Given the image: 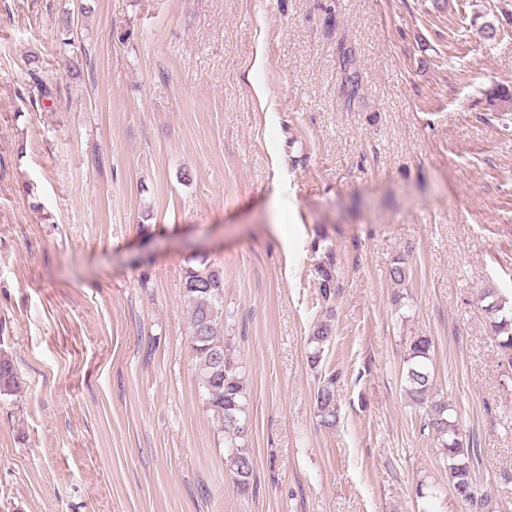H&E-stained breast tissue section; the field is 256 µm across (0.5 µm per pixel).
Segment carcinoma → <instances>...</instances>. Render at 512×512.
Segmentation results:
<instances>
[{
  "label": "carcinoma",
  "instance_id": "carcinoma-1",
  "mask_svg": "<svg viewBox=\"0 0 512 512\" xmlns=\"http://www.w3.org/2000/svg\"><path fill=\"white\" fill-rule=\"evenodd\" d=\"M320 289L324 299L336 294L338 288L333 263L318 269ZM182 292L190 309L191 352L199 371L206 406L224 426V457L232 483L245 493L253 480V458L245 446L244 413L245 386L241 366L230 354L224 342V323L234 313L224 307V272L205 258L194 259L184 271ZM480 301L489 320L491 332L499 347L509 355L512 364V310L496 296L483 292ZM331 321L313 323L309 337L313 350L312 366L320 365L326 346L333 341ZM432 341L427 336L414 338L404 358L403 378L409 398L423 409L422 430L441 448L448 471V484L466 504L468 512H484L486 500L478 496L474 484V463L477 449L463 438L458 419L450 414L449 404L430 398L433 375L430 369ZM14 369L9 359L0 357V388L9 390L14 383ZM336 374L331 372L318 382L316 405L322 422L335 425Z\"/></svg>",
  "mask_w": 512,
  "mask_h": 512
}]
</instances>
